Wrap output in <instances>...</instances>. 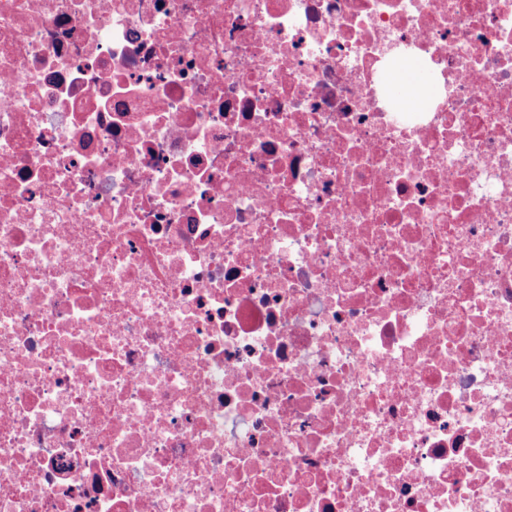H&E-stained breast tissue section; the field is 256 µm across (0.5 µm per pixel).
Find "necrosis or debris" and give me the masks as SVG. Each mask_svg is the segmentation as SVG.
Returning a JSON list of instances; mask_svg holds the SVG:
<instances>
[{"label": "necrosis or debris", "mask_w": 512, "mask_h": 512, "mask_svg": "<svg viewBox=\"0 0 512 512\" xmlns=\"http://www.w3.org/2000/svg\"><path fill=\"white\" fill-rule=\"evenodd\" d=\"M0 512H512V0H0ZM401 70L404 81L398 89L400 98L405 105L416 106L419 94L426 89V85L422 84L424 69L416 60L407 59L401 63Z\"/></svg>", "instance_id": "1"}]
</instances>
